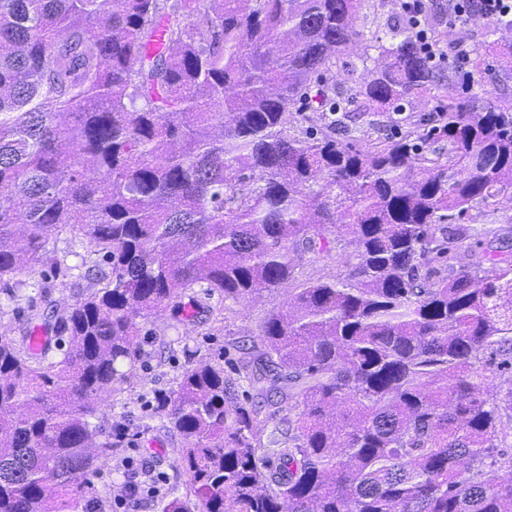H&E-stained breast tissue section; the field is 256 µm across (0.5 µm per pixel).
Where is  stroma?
I'll list each match as a JSON object with an SVG mask.
<instances>
[{"instance_id": "stroma-1", "label": "stroma", "mask_w": 512, "mask_h": 512, "mask_svg": "<svg viewBox=\"0 0 512 512\" xmlns=\"http://www.w3.org/2000/svg\"><path fill=\"white\" fill-rule=\"evenodd\" d=\"M403 21L400 0H361L356 24L365 31L386 32ZM447 24L427 26L429 40L439 41L445 63H454V48L463 44L480 49L491 75L487 88L492 97L512 103V72L502 69L496 51L486 49V23L476 20L463 26L459 36L448 34ZM382 62L378 50L365 43L351 44L325 78L337 85L342 98H354L349 125L375 123V139L389 141L413 130L425 108L415 102L402 115L367 111L356 92L371 70ZM463 223L478 228L491 224L498 236L477 235L456 249L455 268H468L484 251L502 250L512 255V193L503 192L491 203L476 204L463 216ZM57 264L37 267L24 277L0 278V328L14 341L32 334L27 320L28 304H36L44 323H54L65 307L86 294L92 280L88 274L98 256L86 240L68 233L51 243ZM356 247L349 240L327 252L300 254L294 277L278 288L236 304L200 281L187 289L183 300L187 313L164 312L151 318L139 336L133 378L104 395L93 425L99 426V441L112 445L109 454L98 456L88 482L70 501L68 512H161L162 495H182L186 477L176 458L182 446L179 434L165 418L161 405L177 390L183 373L202 363L224 364L256 352L262 347V325L266 316L284 309L302 283L342 277L355 261ZM145 468L159 476V491L141 495L135 505L126 498L127 468Z\"/></svg>"}]
</instances>
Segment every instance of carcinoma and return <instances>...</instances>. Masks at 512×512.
Wrapping results in <instances>:
<instances>
[{"instance_id": "1", "label": "carcinoma", "mask_w": 512, "mask_h": 512, "mask_svg": "<svg viewBox=\"0 0 512 512\" xmlns=\"http://www.w3.org/2000/svg\"><path fill=\"white\" fill-rule=\"evenodd\" d=\"M357 2L0 0V277L55 265L62 232L106 264L55 320L61 360L0 338V512H64L141 322L201 279L230 303L276 288L346 235L357 262L271 313L262 351L184 373L163 412L186 495L162 512H512L492 475L512 386L489 385L512 370V261L455 270L449 226L512 189V104L478 57L447 71L407 25L366 35ZM365 39L374 111L468 99L383 145L287 132L314 83L345 127L323 75Z\"/></svg>"}]
</instances>
